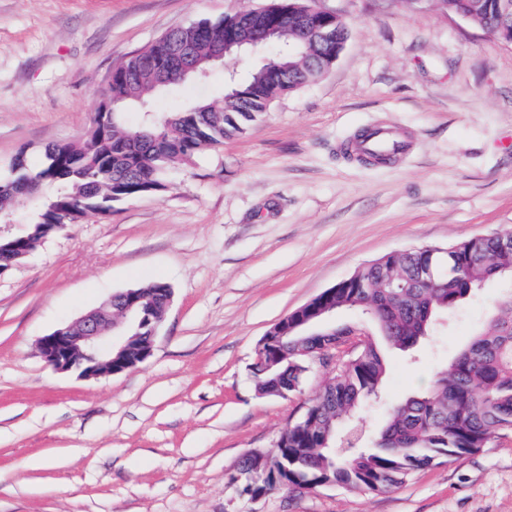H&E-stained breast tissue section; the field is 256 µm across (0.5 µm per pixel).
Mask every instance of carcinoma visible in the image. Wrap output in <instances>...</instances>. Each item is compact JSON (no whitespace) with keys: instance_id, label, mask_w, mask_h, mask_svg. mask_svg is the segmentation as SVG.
Here are the masks:
<instances>
[{"instance_id":"obj_1","label":"carcinoma","mask_w":512,"mask_h":512,"mask_svg":"<svg viewBox=\"0 0 512 512\" xmlns=\"http://www.w3.org/2000/svg\"><path fill=\"white\" fill-rule=\"evenodd\" d=\"M497 0H439L442 9L464 14L476 26L505 41L512 27L500 26ZM246 14L240 11L196 26L171 30L114 67L116 103H99L88 138L81 143L46 147L40 165L13 164L0 178V216L12 212L21 197L35 200L28 232L18 236L29 249L48 238L46 225L79 223L87 214H112L114 205L154 195L165 189L164 175L192 162L224 140L246 132L281 96L296 91L325 71L327 49L315 47L303 56L283 53L242 80L228 85L218 101L202 102L181 112L152 114L134 128L122 119L129 105H144L162 89L153 64L182 44L194 47L208 62L210 47L224 43ZM274 40L286 47L299 42V18L291 16ZM433 266L431 281L418 278L426 252L416 247L385 256L393 278L382 285L378 265L370 264L331 289L338 309L358 312L361 324L336 329V343L353 329L377 328L394 348L409 351L425 339L437 319L458 309L484 283L512 279V251L500 250L489 235L446 245ZM169 285L161 280L134 289L150 318L162 317ZM323 336H292L288 346L267 344L256 353L253 379L262 394L302 391L316 367ZM387 361L369 336L336 369L329 371L300 420L286 427L274 448L277 468L246 454L228 483L253 497L280 490L340 486L350 490L385 491L415 474L456 462L485 447L494 436L512 433V291L493 306L486 330L472 336L446 370L424 390L394 403L371 448H360L359 423L344 425L362 404L378 397Z\"/></svg>"}]
</instances>
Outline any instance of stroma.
Masks as SVG:
<instances>
[{"mask_svg": "<svg viewBox=\"0 0 512 512\" xmlns=\"http://www.w3.org/2000/svg\"><path fill=\"white\" fill-rule=\"evenodd\" d=\"M265 0H0V178L18 152L84 140L112 68L167 31ZM350 35L317 79L280 97L165 191L90 214L0 276V512H512V434L383 492L324 487L259 499L227 482L272 450L326 375L259 395V343L282 318L386 254L512 229V43L436 0H316ZM262 46L163 90L155 113L223 97ZM376 126L410 152L367 164L343 143ZM155 280L173 298L151 357L97 379L49 367L40 337ZM493 281L414 358L393 353L385 404L425 389L483 328ZM39 466H32V459Z\"/></svg>", "mask_w": 512, "mask_h": 512, "instance_id": "35a3bbf8", "label": "stroma"}]
</instances>
